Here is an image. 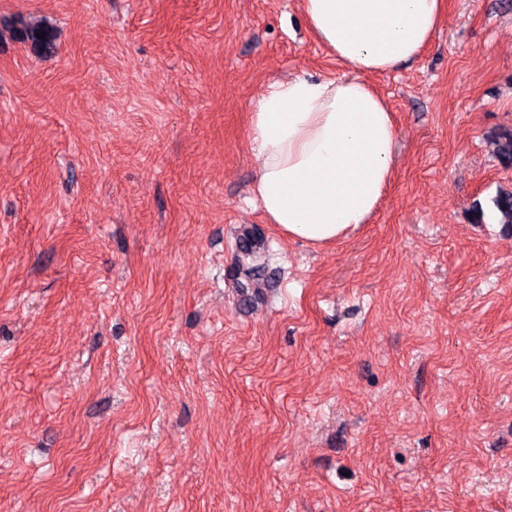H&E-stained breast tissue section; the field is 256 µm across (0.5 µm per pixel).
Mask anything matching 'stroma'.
<instances>
[{"mask_svg": "<svg viewBox=\"0 0 512 512\" xmlns=\"http://www.w3.org/2000/svg\"><path fill=\"white\" fill-rule=\"evenodd\" d=\"M301 2L0 0L58 34L0 39V512H512V0L371 76L393 179L320 250L251 193L268 83L352 73ZM494 153L505 168L512 167V127H502L492 138ZM493 210L498 224L512 232V188H500L492 199Z\"/></svg>", "mask_w": 512, "mask_h": 512, "instance_id": "obj_1", "label": "stroma"}]
</instances>
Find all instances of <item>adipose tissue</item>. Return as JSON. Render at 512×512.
Listing matches in <instances>:
<instances>
[{
	"instance_id": "1",
	"label": "adipose tissue",
	"mask_w": 512,
	"mask_h": 512,
	"mask_svg": "<svg viewBox=\"0 0 512 512\" xmlns=\"http://www.w3.org/2000/svg\"><path fill=\"white\" fill-rule=\"evenodd\" d=\"M316 40L354 71L271 82L249 120L262 165L253 186L269 223L318 248L347 238L377 211L398 129L369 82L417 57L447 0H303Z\"/></svg>"
}]
</instances>
